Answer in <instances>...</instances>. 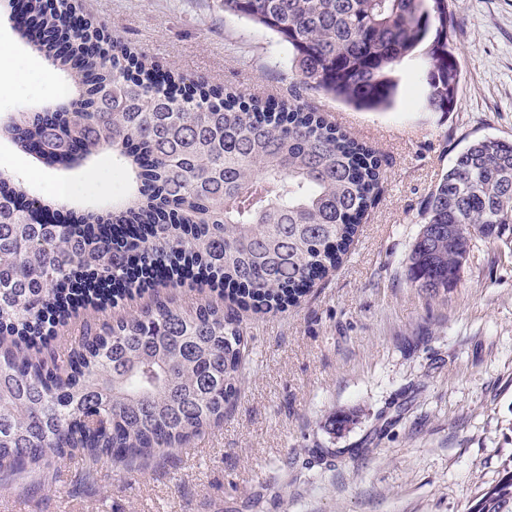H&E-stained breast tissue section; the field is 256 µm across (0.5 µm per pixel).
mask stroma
I'll list each match as a JSON object with an SVG mask.
<instances>
[{"label":"stroma","instance_id":"35a3bbf8","mask_svg":"<svg viewBox=\"0 0 512 512\" xmlns=\"http://www.w3.org/2000/svg\"><path fill=\"white\" fill-rule=\"evenodd\" d=\"M113 38L162 67L247 94L294 95L383 159L384 182L342 265L298 306L241 313L249 341L221 426L127 467L81 459L0 475V512H467L477 487L512 460V249L477 241L457 286H411L407 256L424 203L456 157L485 137L512 142V0H448V45L460 71L451 111L427 109L425 60L397 66L394 106L357 111L299 88L277 36L225 13L222 0H81ZM0 115L55 102L61 79L0 15ZM0 169L36 196L108 209L127 182L103 155L89 167L40 166L0 136ZM204 292L161 286L84 325ZM353 421L336 431L333 415Z\"/></svg>","mask_w":512,"mask_h":512}]
</instances>
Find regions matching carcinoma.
<instances>
[{
  "label": "carcinoma",
  "mask_w": 512,
  "mask_h": 512,
  "mask_svg": "<svg viewBox=\"0 0 512 512\" xmlns=\"http://www.w3.org/2000/svg\"><path fill=\"white\" fill-rule=\"evenodd\" d=\"M273 33L298 83L359 111L394 106L395 67L419 51L433 112L458 84L447 0H223ZM15 29L65 76L67 100L0 117V134L66 168L110 152L128 198L109 218L28 197L0 172V473L76 455L128 465L182 448L224 421L249 351L216 301L157 302L83 333L64 357L56 328L79 308L142 295L162 274L219 290L238 309L299 303L342 262L383 180L381 157L299 99L191 79L119 45L105 24L24 0ZM407 257L430 296L460 280L477 239L512 246V143L472 142L424 204ZM469 512H512V465Z\"/></svg>",
  "instance_id": "cac0c4a2"
}]
</instances>
